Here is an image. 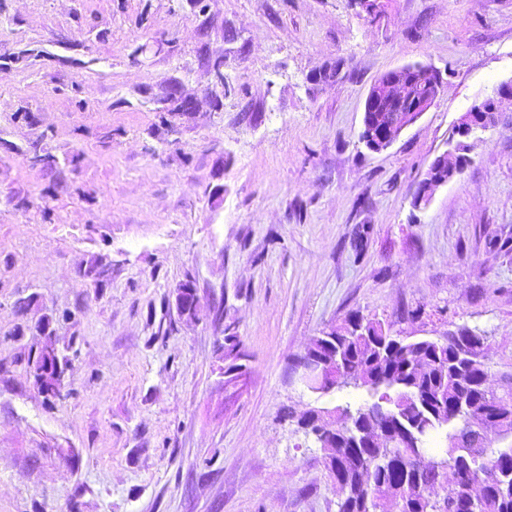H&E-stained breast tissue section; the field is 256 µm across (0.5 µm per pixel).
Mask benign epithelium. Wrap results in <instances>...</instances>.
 Here are the masks:
<instances>
[{
	"label": "benign epithelium",
	"mask_w": 512,
	"mask_h": 512,
	"mask_svg": "<svg viewBox=\"0 0 512 512\" xmlns=\"http://www.w3.org/2000/svg\"><path fill=\"white\" fill-rule=\"evenodd\" d=\"M366 19L378 22L384 16L381 0H356ZM442 86L438 72L429 67L405 65L390 70L370 87L364 102L361 142L373 153L388 149L401 133L414 124L435 103ZM512 102V77L501 81L492 96L473 102L456 124L453 131L466 142L480 132L494 127L499 120L500 104ZM467 151L450 147L437 155L427 166L418 181L413 199L417 205H428L435 192L460 175L469 165ZM175 303L182 314H187L188 303L197 301L196 286L186 280L174 289ZM296 373L301 382L336 380V361L317 354H307L299 359ZM466 512H487L488 505L479 486L470 484Z\"/></svg>",
	"instance_id": "benign-epithelium-1"
}]
</instances>
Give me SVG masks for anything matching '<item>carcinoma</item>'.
<instances>
[{"mask_svg": "<svg viewBox=\"0 0 512 512\" xmlns=\"http://www.w3.org/2000/svg\"><path fill=\"white\" fill-rule=\"evenodd\" d=\"M392 325L351 312L332 335L312 345L336 350L335 388L353 386L372 402L356 408L335 406L345 417L340 440L325 455L336 457L328 477L339 492L337 512H376L382 499L401 503V512H454L467 482H478L490 512H512V372L492 389L485 375L484 352L459 344L468 336L485 345L487 337L462 328L441 339L396 340ZM34 364L39 389L51 376H62L67 358L39 354ZM381 426L400 438L391 448H370L363 432ZM446 465L460 475L445 495L436 492Z\"/></svg>", "mask_w": 512, "mask_h": 512, "instance_id": "obj_1", "label": "carcinoma"}]
</instances>
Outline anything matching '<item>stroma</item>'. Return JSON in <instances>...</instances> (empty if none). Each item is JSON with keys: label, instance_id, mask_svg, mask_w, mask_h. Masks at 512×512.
<instances>
[{"label": "stroma", "instance_id": "stroma-1", "mask_svg": "<svg viewBox=\"0 0 512 512\" xmlns=\"http://www.w3.org/2000/svg\"><path fill=\"white\" fill-rule=\"evenodd\" d=\"M385 3L371 23L355 0H0V512H337L295 418L368 396L295 367L355 310L481 332L490 385L512 371L511 102L411 204L512 78V0ZM407 64L440 95L369 152V88ZM48 341L68 359L55 398L32 367ZM504 100L512 102V78L501 81L493 96L473 102L454 125L455 136L467 144V141L479 132H485L494 127L498 123L500 104ZM448 145L450 148L430 162L423 177L417 183L412 199L417 200L418 207L428 205L435 192L460 175L470 163V158L467 155L468 149L457 150L451 145V142Z\"/></svg>", "mask_w": 512, "mask_h": 512}]
</instances>
